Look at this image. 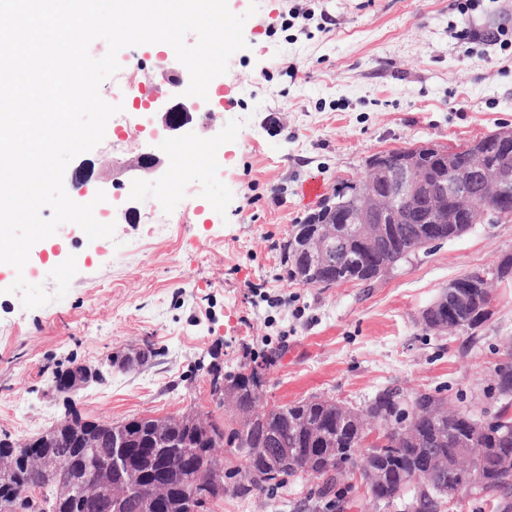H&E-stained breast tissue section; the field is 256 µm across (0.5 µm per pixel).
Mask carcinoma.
<instances>
[{"instance_id": "1", "label": "carcinoma", "mask_w": 512, "mask_h": 512, "mask_svg": "<svg viewBox=\"0 0 512 512\" xmlns=\"http://www.w3.org/2000/svg\"><path fill=\"white\" fill-rule=\"evenodd\" d=\"M487 161L512 173V151L493 150ZM357 203L353 194L342 195L336 208L322 204L293 226L283 245L290 279L324 288L372 281L379 278L380 269L394 266L414 253L421 238L418 211L398 225L397 231L387 233L363 250L358 263L351 264L342 256L334 269L324 271L311 265L303 246L326 225L337 223L341 213L357 212ZM467 207L468 211L462 213L466 223L439 226L440 237L453 240L469 231L471 225L467 221L481 212V203L472 201ZM465 277L480 282L483 288L470 294L467 305L455 309V322L448 328L468 332L488 320L492 303L489 278H512V256H505L489 270L469 272ZM494 372L495 390L502 405L491 411L490 418L500 420L501 424L483 431L473 443L472 424L478 420L465 411L448 408V400L437 394L418 393L407 407L393 394L383 393L360 410L313 395L258 411L261 377L243 365L237 372L224 375V396L242 415L235 427L223 431L193 413L167 418L133 417L112 423V430L118 433L126 451V464L112 472L108 483L116 487L135 483L134 491L121 503L118 512H144L142 502L152 497V489L160 479L165 493L153 501L149 512H191L194 507L208 512L209 503L226 492L261 493L280 485L286 477L302 474L330 480L357 453L365 459L367 467L381 473L380 479L373 481L366 470H361L371 498L381 503L392 496L394 485L404 479L410 493H415V473L431 457L446 463V469L439 475L441 481L453 479L455 469L465 463L459 449L468 444L483 454L485 462L486 478L476 492L490 495L512 487V465L506 466L502 461L503 456L512 453V352L495 365ZM367 421L385 426L370 442L369 431L364 427ZM219 438L236 451L251 449L245 457V483L234 482L239 470L229 468L224 471L229 484L209 491L205 501L193 503L189 494L196 479L214 473L223 464L215 455L214 444ZM45 452L61 465L64 473L75 475L92 465L100 449L78 447L76 435L72 434L55 439L45 447ZM2 454L20 455L22 460L11 473L0 478V512H97L86 498L57 499L54 489L43 486L38 472L25 462L28 449L6 443L0 446ZM444 504L441 493L433 490L422 495L419 512H440Z\"/></svg>"}]
</instances>
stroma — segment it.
<instances>
[{"label":"stroma","mask_w":512,"mask_h":512,"mask_svg":"<svg viewBox=\"0 0 512 512\" xmlns=\"http://www.w3.org/2000/svg\"><path fill=\"white\" fill-rule=\"evenodd\" d=\"M244 25L245 49L215 79L222 93L198 101L180 133L145 116L132 99L151 97L162 77L189 82L174 50H120L110 98L124 76L130 103L103 141L74 158L65 187L84 177L87 197L112 193L113 238L88 240L74 224L30 250L23 272L0 271V438L37 437L74 407L88 420L164 418L193 412L217 427L237 413L210 393L212 367L264 366L260 404L325 395L361 407L384 391L408 400L439 392L478 414L496 402L493 369L512 349V281L496 285L492 314L475 332L438 333L421 314L454 278L512 254V222L477 224L433 251H419L378 280L332 288L289 279L282 245L316 209L303 185L332 195L360 179L367 157L436 144L457 146L512 127V0H480L460 14L456 0H259ZM476 37L454 38L455 28ZM224 141V168L202 149ZM158 161L136 201L122 183L141 156ZM189 177L169 195L170 171ZM185 214L163 224L161 210ZM79 254L68 294L24 308L9 290L16 275L54 292L50 271ZM279 296L276 304L254 293ZM150 340L155 364L113 371L76 394L52 390L55 370L107 368L108 357ZM277 356L276 366L265 367ZM212 512H377L357 468L333 487L286 478L260 496L225 494Z\"/></svg>","instance_id":"35a3bbf8"}]
</instances>
